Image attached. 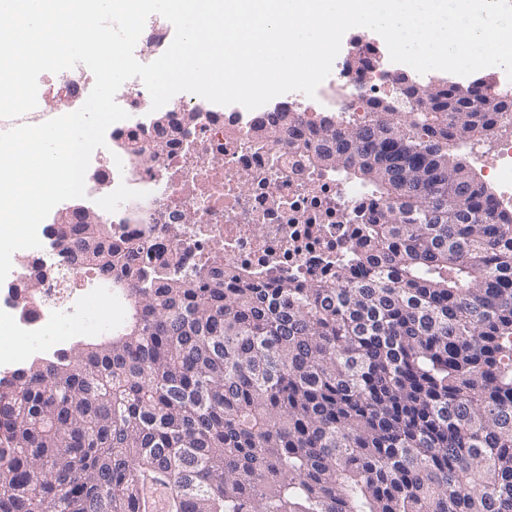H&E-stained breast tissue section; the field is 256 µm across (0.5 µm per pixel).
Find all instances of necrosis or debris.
Returning <instances> with one entry per match:
<instances>
[{"label":"necrosis or debris","mask_w":512,"mask_h":512,"mask_svg":"<svg viewBox=\"0 0 512 512\" xmlns=\"http://www.w3.org/2000/svg\"><path fill=\"white\" fill-rule=\"evenodd\" d=\"M395 74L383 64L360 72L338 68L315 97L287 96L281 109H294L280 140L262 141L249 112H228L200 96H175L163 106L169 135L164 150L143 161L157 116L140 79L126 81L116 102L128 114L107 132L108 157L93 153L85 175V197L54 207L48 223L74 209L89 210L112 227L116 268L128 251L174 275L235 272L239 280L269 286L332 281L365 233L359 215L383 203L360 186L337 180L316 167L311 139L317 109L332 108L339 125L369 119L371 100L393 93ZM93 74L81 67L46 73L42 108L73 112L86 101ZM41 288L28 294L24 284ZM17 296L0 295V368L22 363L44 349L61 350L53 336L59 319L77 315L91 296L87 274L72 257L29 249L16 270Z\"/></svg>","instance_id":"necrosis-or-debris-1"}]
</instances>
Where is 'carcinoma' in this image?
<instances>
[{
	"label": "carcinoma",
	"mask_w": 512,
	"mask_h": 512,
	"mask_svg": "<svg viewBox=\"0 0 512 512\" xmlns=\"http://www.w3.org/2000/svg\"><path fill=\"white\" fill-rule=\"evenodd\" d=\"M477 93L318 126L314 162L386 204L359 276L194 288L53 225L129 318L0 374V512H512V211L439 145L512 112Z\"/></svg>",
	"instance_id": "obj_1"
}]
</instances>
